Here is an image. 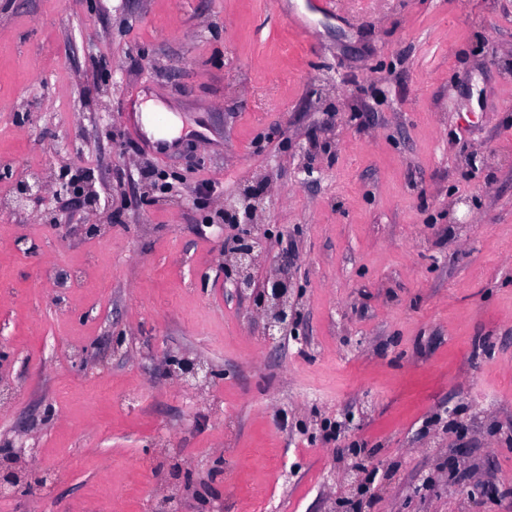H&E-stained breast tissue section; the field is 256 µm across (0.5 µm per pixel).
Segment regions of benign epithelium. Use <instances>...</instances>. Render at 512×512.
<instances>
[{"instance_id":"7a95c632","label":"benign epithelium","mask_w":512,"mask_h":512,"mask_svg":"<svg viewBox=\"0 0 512 512\" xmlns=\"http://www.w3.org/2000/svg\"><path fill=\"white\" fill-rule=\"evenodd\" d=\"M61 191L76 199L85 196L97 200V196L78 180H60ZM41 183L35 179L25 181L16 187L14 201L19 206L37 198L41 193ZM264 207V199L250 189H245L239 197L224 205V219L235 225L239 233L230 249V263L225 266L226 280L234 292L252 300L253 306L265 317L264 335L274 340L297 323V304L292 297L293 286L285 276L267 280L261 288L255 285L253 269L266 251L264 236L257 231V218ZM176 376L186 385L201 386L211 382L213 370L199 360L174 358L171 360ZM378 461L367 457L353 465V488H362V473L376 470Z\"/></svg>"}]
</instances>
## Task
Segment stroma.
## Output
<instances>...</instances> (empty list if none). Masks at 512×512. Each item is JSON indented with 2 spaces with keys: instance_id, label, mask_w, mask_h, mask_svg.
<instances>
[{
  "instance_id": "obj_1",
  "label": "stroma",
  "mask_w": 512,
  "mask_h": 512,
  "mask_svg": "<svg viewBox=\"0 0 512 512\" xmlns=\"http://www.w3.org/2000/svg\"><path fill=\"white\" fill-rule=\"evenodd\" d=\"M248 186L273 342L224 278ZM0 384L50 477L0 512H512V0H0ZM142 110L144 122L157 137L171 141L178 136L180 127L177 118L171 112H167L152 101L142 106ZM176 376L185 384L190 386H201L209 384L214 376L213 370L204 362L189 358L171 359Z\"/></svg>"
}]
</instances>
